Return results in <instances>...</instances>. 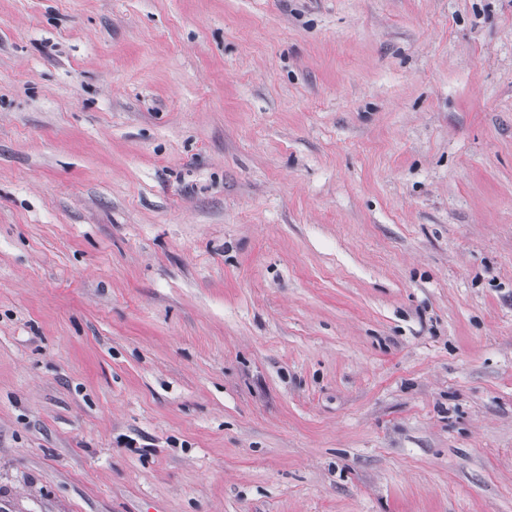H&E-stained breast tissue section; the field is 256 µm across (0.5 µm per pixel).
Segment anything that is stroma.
Listing matches in <instances>:
<instances>
[{
    "label": "stroma",
    "instance_id": "35a3bbf8",
    "mask_svg": "<svg viewBox=\"0 0 512 512\" xmlns=\"http://www.w3.org/2000/svg\"><path fill=\"white\" fill-rule=\"evenodd\" d=\"M0 512H512V0H0Z\"/></svg>",
    "mask_w": 512,
    "mask_h": 512
}]
</instances>
